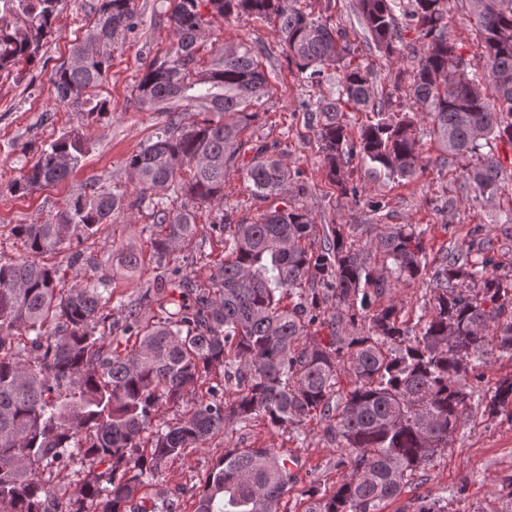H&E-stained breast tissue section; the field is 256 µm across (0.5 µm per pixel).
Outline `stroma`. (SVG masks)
I'll return each instance as SVG.
<instances>
[{
  "label": "stroma",
  "instance_id": "obj_1",
  "mask_svg": "<svg viewBox=\"0 0 512 512\" xmlns=\"http://www.w3.org/2000/svg\"><path fill=\"white\" fill-rule=\"evenodd\" d=\"M97 0H69L56 17L54 32L43 46L38 63L22 64L12 72L0 73V259H17L22 248L11 233L16 224L44 221L63 206L86 183L97 182L134 194L133 177L127 158L138 151L162 125L161 112L140 111L134 103V85L151 62L164 56L171 40L167 17L169 0H136L141 18L138 36L127 39L112 55V64L99 90L109 102V112L89 118L56 101L49 78L54 68L70 58L93 21ZM313 14L330 17L346 36L353 62L369 65L379 95L392 90L395 75H409L411 52L418 48L416 33L407 20H399L395 42L407 53L389 57L380 53L368 38L357 14L355 0H307ZM448 36L465 63L482 65L483 47L474 31L468 0H447ZM200 50L209 61L220 48L247 43L261 46L259 63L269 77L271 94L259 109L257 120L243 133L247 143H263L281 153L294 170L295 187L289 190L292 204L308 210L316 224H413L423 229L429 256L451 249L456 242L470 240L475 225L493 228L496 216L512 210V145L498 146L503 164L502 188L496 198L483 201L459 193L462 165H477L478 157L446 158L433 137L422 136L423 167L411 179L393 181L369 178L367 167L353 162L344 177L365 187L368 197L382 202L378 213L364 204L340 195L323 166L314 131L305 122L302 100L315 93L289 65L272 23L249 15L215 18L206 25ZM83 137L87 152L79 168L66 180L34 191L27 196L11 194L9 186L26 159L20 152L24 143L40 145L62 134ZM151 219L148 213L130 210L83 243L85 252L111 254L113 246L130 245L150 254ZM194 241L176 251L171 265L205 281L209 269L224 257V243L209 228L207 216H200ZM483 377L474 384L461 425L447 453L435 456L418 470L402 493L383 502L377 512H417L422 498H442L448 512H512V418L489 416L485 403L495 385L512 375V357L490 351L482 368ZM325 421L308 419L297 430H278L257 419L234 425L232 432L217 436L206 447L169 463L163 475L173 494L176 512H194L188 488L202 485L216 459L228 448H270L295 461L294 479L282 497L281 512H308L314 493L330 494L349 476L338 463L339 449L324 436Z\"/></svg>",
  "mask_w": 512,
  "mask_h": 512
}]
</instances>
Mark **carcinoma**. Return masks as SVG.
<instances>
[{
    "mask_svg": "<svg viewBox=\"0 0 512 512\" xmlns=\"http://www.w3.org/2000/svg\"><path fill=\"white\" fill-rule=\"evenodd\" d=\"M66 2L0 0V72L35 62ZM170 2V47L135 86L141 110L167 114L126 160L135 199L91 182L46 220L14 225L24 255L0 261V512H175L160 482L168 463L238 423L261 418L295 430L314 415L328 422L325 436L351 475L309 512H376L448 449L488 348L512 357V280L497 273L494 239L474 235L433 259L431 297L408 328L396 304H372L422 276L427 249L416 225L374 233L371 224L326 229L288 201L250 223L237 219L223 207L224 179L244 146L239 135L257 117L250 108L271 87L250 45L221 49L200 66L205 14L275 20L288 61L312 87L335 71L328 90L302 106L342 196L363 197L341 178L355 159L376 175L414 176L421 168L417 129L410 119H393L388 101L375 95L369 67L346 60L341 32L301 0ZM356 2L373 44L391 57L401 54L392 38L398 17L419 29L409 98L424 108L445 154L482 156L461 190L476 199L494 196L502 173L498 144H512V0H484L472 9L485 70L463 80L457 74L465 62L446 33V0ZM94 15L51 82L74 111L100 115L109 102L91 91L107 78L112 48L137 34L141 21L135 0H98ZM348 108L377 120L354 135ZM250 151L243 170L255 197L286 194L293 173L282 156L264 144ZM84 152L76 134L42 145L12 192L27 195L65 180ZM203 207L214 212L210 229L224 237V260L197 284L169 267V258L193 239ZM133 208L150 212L152 259L161 273L114 320L106 313L112 288L103 260L78 246ZM357 231L370 238L354 239ZM65 245L70 263L91 272L86 282L68 287L65 272L44 262ZM121 263L134 274L143 259L127 247ZM216 368L221 382L206 385ZM343 375L351 380L346 393ZM165 406L181 409V417L160 418ZM508 407L511 376L485 405L491 416ZM290 463L270 448L224 449L192 490L194 512H279ZM76 466L84 477L63 504L60 489L39 471ZM145 486L155 488L149 507Z\"/></svg>",
    "mask_w": 512,
    "mask_h": 512,
    "instance_id": "obj_1",
    "label": "carcinoma"
}]
</instances>
